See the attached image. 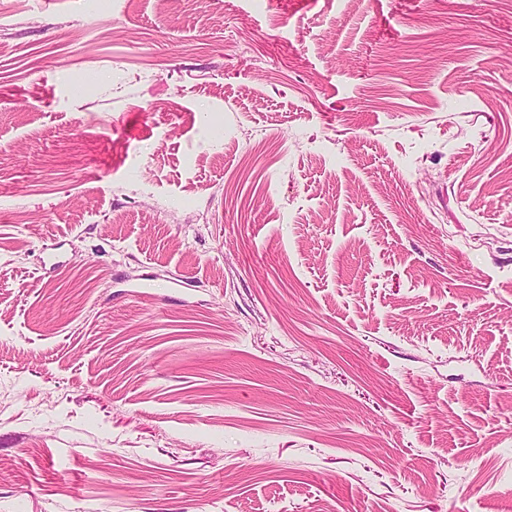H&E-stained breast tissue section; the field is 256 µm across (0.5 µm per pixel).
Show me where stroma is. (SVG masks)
<instances>
[{
    "label": "stroma",
    "mask_w": 512,
    "mask_h": 512,
    "mask_svg": "<svg viewBox=\"0 0 512 512\" xmlns=\"http://www.w3.org/2000/svg\"><path fill=\"white\" fill-rule=\"evenodd\" d=\"M0 16V512H512V0Z\"/></svg>",
    "instance_id": "1"
}]
</instances>
